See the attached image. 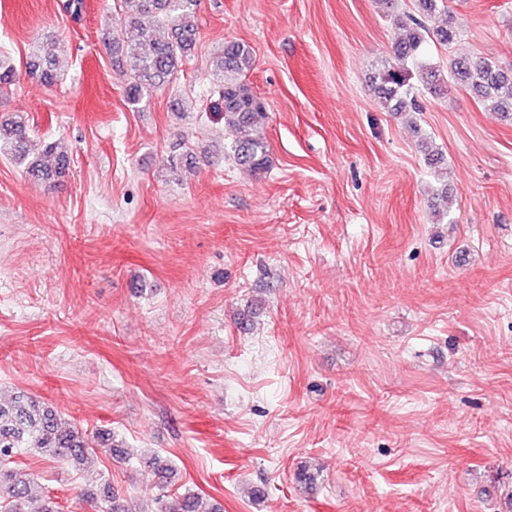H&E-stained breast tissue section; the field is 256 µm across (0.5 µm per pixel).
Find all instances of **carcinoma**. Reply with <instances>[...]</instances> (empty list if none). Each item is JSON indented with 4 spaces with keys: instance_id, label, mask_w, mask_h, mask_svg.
<instances>
[{
    "instance_id": "carcinoma-1",
    "label": "carcinoma",
    "mask_w": 512,
    "mask_h": 512,
    "mask_svg": "<svg viewBox=\"0 0 512 512\" xmlns=\"http://www.w3.org/2000/svg\"><path fill=\"white\" fill-rule=\"evenodd\" d=\"M199 0H120L124 26L137 31V42L127 51V98L138 105L155 88L177 79L182 62L195 47L198 34L196 10ZM413 13L396 14L392 24L399 30L393 44V61L378 69L374 76L378 94L389 112L420 110L416 90L421 85L436 95L444 94L448 79L472 91L485 106L506 117L512 116V71H506L487 57H459L447 70L423 61L427 42L448 45L457 34L451 24L431 28L428 20L439 9H448L447 0H415ZM157 27L168 29L169 37L155 35ZM56 43L40 41L27 62L31 72L46 82L55 80ZM250 48L234 40L224 41L220 60L212 72L218 88V108L224 112V124L240 133L231 150L234 163L255 177L272 167L269 147L261 127L262 104L246 81L253 69ZM0 154L24 168L39 180L62 177L69 168L68 156L54 143L45 146L42 155L29 159V129L20 119L4 126L0 121ZM109 444L112 459L126 460L122 443L109 432L93 431L68 423L52 410L40 405L31 395L21 393L8 402L0 400V512H57L48 498L32 494V474L14 464L13 457L22 448H32L41 458L77 466L90 451ZM151 472L165 494L156 507L142 512H220L211 508L190 489H169L172 466L153 453L140 460ZM99 502L106 512H126L118 491L108 482H97Z\"/></svg>"
}]
</instances>
